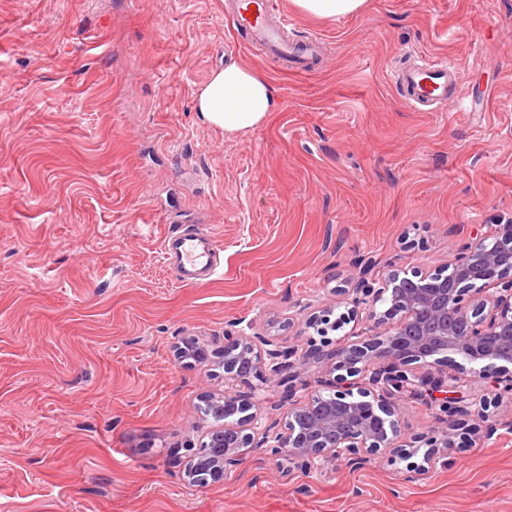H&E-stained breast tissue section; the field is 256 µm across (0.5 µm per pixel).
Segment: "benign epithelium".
Instances as JSON below:
<instances>
[{
	"label": "benign epithelium",
	"mask_w": 512,
	"mask_h": 512,
	"mask_svg": "<svg viewBox=\"0 0 512 512\" xmlns=\"http://www.w3.org/2000/svg\"><path fill=\"white\" fill-rule=\"evenodd\" d=\"M347 305L342 322L363 321L366 331L338 349L284 347L259 333L224 330L223 345L188 338L176 348L178 359L207 364L220 358L224 382L219 399L207 401L205 412L216 417L239 415L235 425L208 431L198 446L188 447L182 479L189 485L230 476L246 451L269 446L305 470L327 469L338 462L366 463L388 448L400 447L401 424L396 399L426 398L445 413L440 441L450 448L472 417H489L490 408L508 403L512 412V224H496L464 244L452 262L427 272L393 270L379 281L369 266L359 265L346 284L333 290ZM387 308L379 311L377 304ZM288 310V326L302 318L308 328L327 321L331 309L306 313ZM462 358L458 373L445 379L422 371L439 365L447 354ZM491 361L504 373L500 392L489 398H466L467 365ZM326 367L328 378L303 377L306 366ZM259 376L286 385L288 410L269 422L240 403L232 391L236 381ZM307 397L293 399L294 383Z\"/></svg>",
	"instance_id": "1"
}]
</instances>
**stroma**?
Instances as JSON below:
<instances>
[{
    "mask_svg": "<svg viewBox=\"0 0 512 512\" xmlns=\"http://www.w3.org/2000/svg\"><path fill=\"white\" fill-rule=\"evenodd\" d=\"M302 73L247 44L224 0H0V512H512V432L490 409L426 462L438 409L400 400L402 445L306 471L269 449L203 486L186 446L216 421L221 365L181 338L242 321L284 346L358 329L284 326L332 306L360 259L376 278L453 260L512 219V0H368L316 19ZM462 65L473 106L417 112L392 80L406 52ZM237 62L279 103L228 134L194 92ZM212 233L221 272L186 285L172 232ZM296 307L298 306L296 305L288 308V327L294 326L296 320H299L300 318H304L306 316L304 320L306 328H315L321 324H326L325 321H327V317L331 312V306H329V308L326 307L322 310L314 311L307 315L305 311L308 309V307L302 306L296 310H291L295 309Z\"/></svg>",
    "mask_w": 512,
    "mask_h": 512,
    "instance_id": "1",
    "label": "stroma"
}]
</instances>
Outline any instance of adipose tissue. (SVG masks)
<instances>
[{
  "label": "adipose tissue",
  "instance_id": "obj_1",
  "mask_svg": "<svg viewBox=\"0 0 512 512\" xmlns=\"http://www.w3.org/2000/svg\"><path fill=\"white\" fill-rule=\"evenodd\" d=\"M195 109L209 124L227 133L260 126L277 102L267 80L248 66L232 63L212 73L195 94Z\"/></svg>",
  "mask_w": 512,
  "mask_h": 512
}]
</instances>
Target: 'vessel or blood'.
Masks as SVG:
<instances>
[{
    "mask_svg": "<svg viewBox=\"0 0 512 512\" xmlns=\"http://www.w3.org/2000/svg\"><path fill=\"white\" fill-rule=\"evenodd\" d=\"M225 11L234 30L272 58L295 60L301 71L313 69L320 56V41L313 36L299 44L288 40V21L279 0H227ZM393 80L406 103L419 112H432L440 103L466 98L457 63L445 58L406 65L394 71ZM163 248L166 261L184 283H197L220 270V248L212 236L171 234L165 237Z\"/></svg>",
    "mask_w": 512,
    "mask_h": 512,
    "instance_id": "b4317fda",
    "label": "vessel or blood"
}]
</instances>
